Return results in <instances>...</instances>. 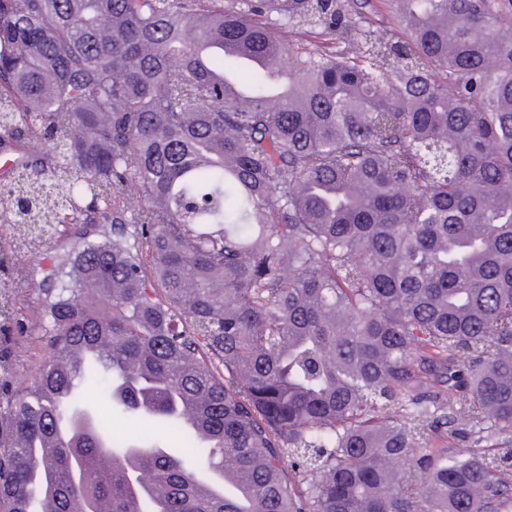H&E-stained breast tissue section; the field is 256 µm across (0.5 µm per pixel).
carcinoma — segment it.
Here are the masks:
<instances>
[{
	"mask_svg": "<svg viewBox=\"0 0 512 512\" xmlns=\"http://www.w3.org/2000/svg\"><path fill=\"white\" fill-rule=\"evenodd\" d=\"M391 2L333 57L269 20L339 0H0V143H46L0 184V378L17 258L73 241L0 512H512V0ZM449 424L486 448L411 460Z\"/></svg>",
	"mask_w": 512,
	"mask_h": 512,
	"instance_id": "cac0c4a2",
	"label": "carcinoma"
}]
</instances>
